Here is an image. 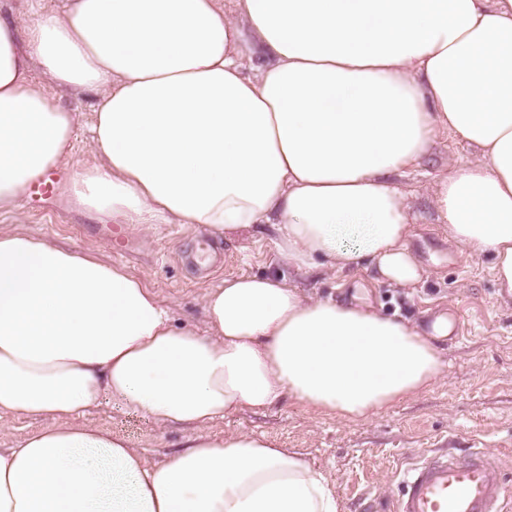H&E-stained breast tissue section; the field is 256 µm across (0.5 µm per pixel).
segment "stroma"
Listing matches in <instances>:
<instances>
[{
  "instance_id": "35a3bbf8",
  "label": "stroma",
  "mask_w": 512,
  "mask_h": 512,
  "mask_svg": "<svg viewBox=\"0 0 512 512\" xmlns=\"http://www.w3.org/2000/svg\"><path fill=\"white\" fill-rule=\"evenodd\" d=\"M31 78L77 116L74 152L55 170L63 183L93 159L88 129L96 96L57 87L37 67ZM470 154L465 143L439 134L417 172L401 182L413 217L409 244L423 268L418 283L398 288L375 282L368 266L340 274L321 267L290 275L311 298H339L361 283L381 314L420 326L437 314L459 313L463 338L452 345L442 338L436 341L445 364L442 376L428 389L361 421L330 417L283 398L264 410L227 413L212 428L216 435L262 434L293 449L335 483L342 512H393L395 472L429 450L460 454L481 443L499 456L512 483V298L500 295L491 256L471 255L450 241L445 225L436 223L430 202L434 176ZM0 226L76 251L92 250L107 262L123 265L169 305L178 325L195 328L202 336L208 333V290L222 286L230 276L267 274L277 264L274 235L267 228L224 239L193 224H154L126 231L116 249L110 229L64 208L55 196L22 204L14 216L0 219ZM90 418L124 437L130 447L145 449L153 462L181 451L191 436L180 424L160 427L113 402L102 403Z\"/></svg>"
}]
</instances>
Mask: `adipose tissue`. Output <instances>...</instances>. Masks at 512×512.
<instances>
[{
  "instance_id": "1",
  "label": "adipose tissue",
  "mask_w": 512,
  "mask_h": 512,
  "mask_svg": "<svg viewBox=\"0 0 512 512\" xmlns=\"http://www.w3.org/2000/svg\"><path fill=\"white\" fill-rule=\"evenodd\" d=\"M26 34L0 18V216L74 150L36 64L98 95L69 207L227 238L267 225L298 272L368 260L418 282L398 180L449 132L473 154L435 177L436 221L512 298V0H61ZM205 312L208 335L177 327L124 267L0 228V415L46 423L0 448V512H341L295 451L212 423L284 397L364 418L444 369L415 325L284 272L225 279ZM106 398L194 436L149 464L85 421Z\"/></svg>"
}]
</instances>
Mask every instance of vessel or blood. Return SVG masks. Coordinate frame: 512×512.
I'll list each match as a JSON object with an SVG mask.
<instances>
[{"instance_id":"b4317fda","label":"vessel or blood","mask_w":512,"mask_h":512,"mask_svg":"<svg viewBox=\"0 0 512 512\" xmlns=\"http://www.w3.org/2000/svg\"><path fill=\"white\" fill-rule=\"evenodd\" d=\"M394 512H512V486L489 449L426 454L400 476Z\"/></svg>"}]
</instances>
